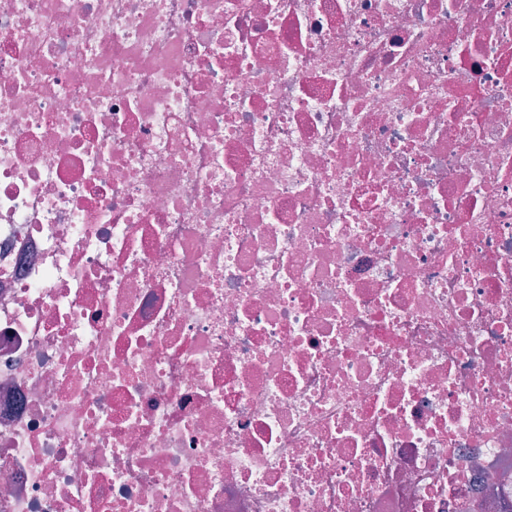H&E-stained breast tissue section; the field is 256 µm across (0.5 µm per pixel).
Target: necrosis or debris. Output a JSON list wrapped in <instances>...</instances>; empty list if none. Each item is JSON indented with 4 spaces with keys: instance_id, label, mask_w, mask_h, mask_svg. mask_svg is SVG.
<instances>
[{
    "instance_id": "4bbe7bcc",
    "label": "necrosis or debris",
    "mask_w": 512,
    "mask_h": 512,
    "mask_svg": "<svg viewBox=\"0 0 512 512\" xmlns=\"http://www.w3.org/2000/svg\"><path fill=\"white\" fill-rule=\"evenodd\" d=\"M0 512H512V0H0Z\"/></svg>"
}]
</instances>
